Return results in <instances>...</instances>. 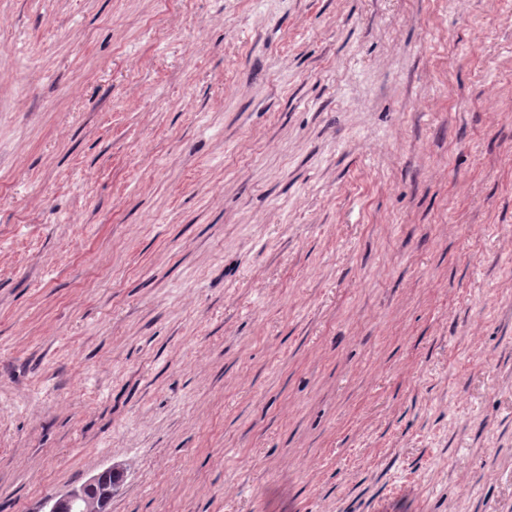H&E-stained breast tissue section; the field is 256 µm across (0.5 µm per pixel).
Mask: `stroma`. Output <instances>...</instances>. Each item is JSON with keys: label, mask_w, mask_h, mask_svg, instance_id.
<instances>
[{"label": "stroma", "mask_w": 512, "mask_h": 512, "mask_svg": "<svg viewBox=\"0 0 512 512\" xmlns=\"http://www.w3.org/2000/svg\"><path fill=\"white\" fill-rule=\"evenodd\" d=\"M512 512V0H0V512ZM115 471L122 472L118 467L111 466L84 484L72 487L60 495L47 498L43 504L46 510L43 512H82L86 494L101 486L106 478Z\"/></svg>", "instance_id": "obj_1"}]
</instances>
